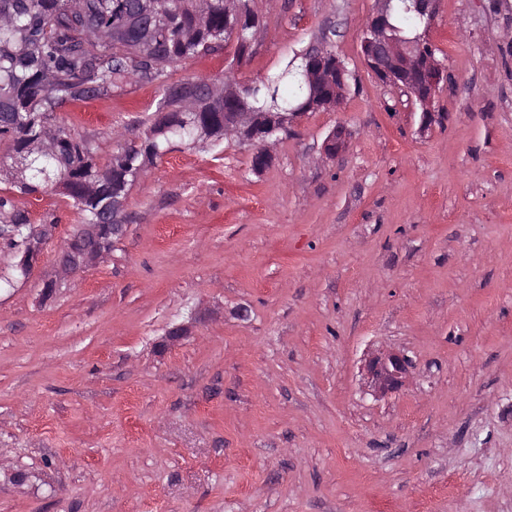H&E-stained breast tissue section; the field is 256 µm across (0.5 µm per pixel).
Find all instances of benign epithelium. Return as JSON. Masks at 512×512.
Wrapping results in <instances>:
<instances>
[{
    "label": "benign epithelium",
    "instance_id": "obj_1",
    "mask_svg": "<svg viewBox=\"0 0 512 512\" xmlns=\"http://www.w3.org/2000/svg\"><path fill=\"white\" fill-rule=\"evenodd\" d=\"M376 12L368 19L361 41V54L366 65L375 77L384 84L400 87L414 96L422 108L423 119L432 115V103L441 83L447 81L445 67L435 58L434 53L424 49L428 38L421 34L407 38L395 34L390 19L394 0H377ZM323 48H312L304 57L302 75L309 97L317 100L315 108L332 109L339 106L348 88L346 69L341 63L336 67L324 66L321 59ZM305 116L304 112H290L279 117L268 126L257 124V113L243 110L234 112L224 122V135L245 133L252 135L257 143L255 155L258 156L257 168L268 165L272 156L268 144L273 140L281 123H290ZM347 140V129L338 125L323 142V151L329 156L338 155ZM26 247L19 265L34 268L41 258L44 242L56 229L54 224H30ZM99 224H79L71 234L68 245L64 247L58 260V275L43 281L41 295L47 299L52 296L61 283V277L86 270L94 266L108 254L106 245L100 241ZM410 361L402 353L389 352L369 359L367 371L371 376L374 393L384 396L399 389L402 379L408 373Z\"/></svg>",
    "mask_w": 512,
    "mask_h": 512
}]
</instances>
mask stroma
<instances>
[{"label":"stroma","mask_w":512,"mask_h":512,"mask_svg":"<svg viewBox=\"0 0 512 512\" xmlns=\"http://www.w3.org/2000/svg\"><path fill=\"white\" fill-rule=\"evenodd\" d=\"M249 7L241 81L320 43L352 74L265 170L234 139L174 145L130 188L121 240L48 301L80 216L0 182L56 227L0 290V512H512V0H439L428 122L360 54L375 0ZM234 53L171 71L218 79ZM159 103L137 80L57 116L104 163ZM389 350L412 367L378 399L364 364Z\"/></svg>","instance_id":"1"}]
</instances>
